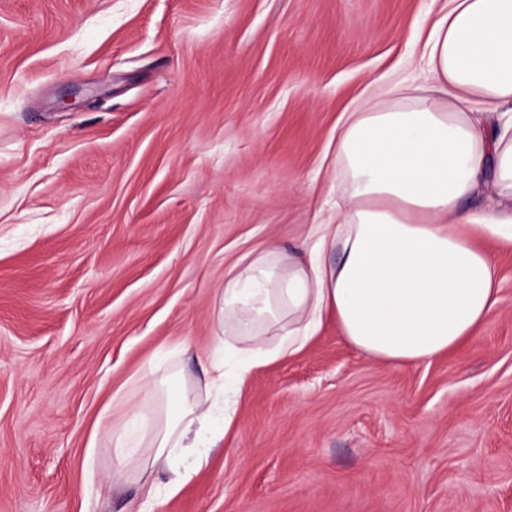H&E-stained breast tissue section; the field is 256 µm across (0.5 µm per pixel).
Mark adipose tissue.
<instances>
[{"label":"adipose tissue","instance_id":"adipose-tissue-1","mask_svg":"<svg viewBox=\"0 0 512 512\" xmlns=\"http://www.w3.org/2000/svg\"><path fill=\"white\" fill-rule=\"evenodd\" d=\"M423 53L431 83L347 113L336 129L344 208L313 225L307 260L275 242L224 275L212 382L234 392L256 367L302 351L333 316L345 341L379 362L448 353L500 303L479 240L512 243V0H450ZM336 254L325 262V252ZM278 330L274 349L263 336ZM249 340L250 348L232 344ZM158 416L151 466L182 483L179 448L210 443L183 384Z\"/></svg>","mask_w":512,"mask_h":512}]
</instances>
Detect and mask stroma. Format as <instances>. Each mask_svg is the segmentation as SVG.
<instances>
[{
	"instance_id": "35a3bbf8",
	"label": "stroma",
	"mask_w": 512,
	"mask_h": 512,
	"mask_svg": "<svg viewBox=\"0 0 512 512\" xmlns=\"http://www.w3.org/2000/svg\"><path fill=\"white\" fill-rule=\"evenodd\" d=\"M447 0H0V512H512V246L454 352L379 363L327 320L205 386L224 274L310 245L343 113L424 85ZM182 373L233 430L176 493L113 428ZM153 497H145L147 486ZM131 435L132 433L128 429L127 424L113 431V437L115 436L116 438L113 476L116 478H120L127 473L133 459L136 457L137 448H131L128 445Z\"/></svg>"
}]
</instances>
